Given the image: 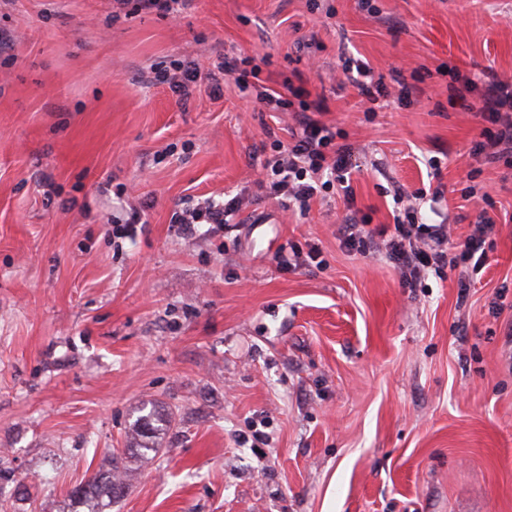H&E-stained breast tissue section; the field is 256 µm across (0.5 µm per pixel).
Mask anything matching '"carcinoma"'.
Masks as SVG:
<instances>
[{
	"label": "carcinoma",
	"mask_w": 512,
	"mask_h": 512,
	"mask_svg": "<svg viewBox=\"0 0 512 512\" xmlns=\"http://www.w3.org/2000/svg\"><path fill=\"white\" fill-rule=\"evenodd\" d=\"M151 413L131 424V441L126 451L112 455V466L105 474H98L69 493L70 512H109L112 503L124 497L131 478L137 471L132 463L145 464L159 450L163 424Z\"/></svg>",
	"instance_id": "cac0c4a2"
}]
</instances>
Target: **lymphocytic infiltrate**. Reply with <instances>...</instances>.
Wrapping results in <instances>:
<instances>
[{
  "label": "lymphocytic infiltrate",
  "instance_id": "obj_1",
  "mask_svg": "<svg viewBox=\"0 0 512 512\" xmlns=\"http://www.w3.org/2000/svg\"><path fill=\"white\" fill-rule=\"evenodd\" d=\"M260 73L251 56L231 60L221 56L205 71L194 61L173 60L169 68L156 71L154 80L167 85L177 102L183 103L202 80L209 83L212 93H220L229 75L241 93H255L259 103L269 110L293 113L290 143L276 144L259 168L260 186L266 187L269 195L284 198L286 206L307 213L311 200L334 182L341 184L343 192H350L351 149L336 145L335 132L319 120V113L327 109L324 99H311L305 87L294 85L288 78L277 89L257 88ZM475 115L482 129L473 146L474 154L490 163L512 159V79L491 76L483 86ZM326 173L331 176L327 182L322 179ZM413 197V204L395 214L390 226L370 229L358 223L355 215L346 216L338 229L341 246L364 257L384 253L409 288L417 287L432 272L449 269L463 276L479 273L488 262L492 237L498 231L488 208L479 210L471 234L456 243L451 225L420 222L415 202L422 194L417 191ZM250 201L249 194L242 193L222 204L207 199L184 207L177 218V233L183 238L192 237L201 224L209 225L211 233L222 232Z\"/></svg>",
  "mask_w": 512,
  "mask_h": 512
}]
</instances>
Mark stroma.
<instances>
[{"instance_id": "35a3bbf8", "label": "stroma", "mask_w": 512, "mask_h": 512, "mask_svg": "<svg viewBox=\"0 0 512 512\" xmlns=\"http://www.w3.org/2000/svg\"><path fill=\"white\" fill-rule=\"evenodd\" d=\"M1 28L0 512H62L145 405L170 425L112 512H512V163L472 155L479 94L455 93L512 78V0H193L118 20L112 0H0ZM242 51L265 86L298 70L326 97L360 223H392L393 185L437 188L421 217L460 242L490 195L499 232L467 290L450 270L407 288L344 250L339 195L303 217L266 197L256 165L291 115L229 76L184 104L143 81ZM350 57L408 95L368 111ZM243 190L224 233L171 230L189 198ZM132 198L145 226L116 240ZM263 211L277 222L252 223ZM312 245L321 266L278 267Z\"/></svg>"}]
</instances>
